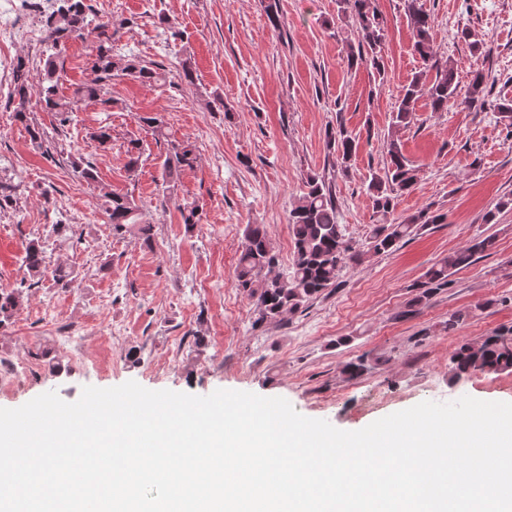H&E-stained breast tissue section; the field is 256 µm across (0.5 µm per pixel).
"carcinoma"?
Segmentation results:
<instances>
[{"label":"carcinoma","instance_id":"cac0c4a2","mask_svg":"<svg viewBox=\"0 0 512 512\" xmlns=\"http://www.w3.org/2000/svg\"><path fill=\"white\" fill-rule=\"evenodd\" d=\"M338 15L353 21L357 44L348 45V65H369L377 73L384 72L385 21L377 0H336ZM403 10L414 37V50L425 65L404 88V93L393 111L391 132L386 140V164L383 173L371 175L367 191L372 208L380 217L373 226L367 241V252L382 255L392 252L406 238L415 235L430 224H441L444 216L423 208L413 215L398 220L393 217L396 200L412 191L416 183V168L402 151L398 133L408 126L419 98L429 101L431 111L446 112L457 97V73L448 60L439 58L432 47L434 15L425 8L423 0H403ZM92 6L86 0H54L53 10L45 15L46 40L56 49L69 40L92 39L89 66L95 75L89 85L79 87L71 98L57 95L58 79L54 55L46 59V75L49 85L41 88L37 105L54 113L59 126L73 121L74 112L85 100L96 101L103 108L110 106L106 87L115 78H127L143 85H153L162 80V73L154 63L125 58L112 52V22L99 19L92 21ZM435 71L433 77L428 72ZM13 92L18 96L14 119L27 130L37 147L44 148L43 155L52 159L50 148L43 147L48 141L47 131L33 122L30 106L29 83L26 66L18 62L14 69ZM483 70L471 71L470 95L464 101L470 109H493L498 119L512 135V99L492 101L485 93ZM326 147L334 165L342 174H349L352 158L358 148L356 137L342 122L326 133ZM126 168L130 173L138 170L141 161L139 142L129 140ZM197 161L195 148L189 143H173L167 149L163 161L165 189H170L174 176L183 168H191ZM18 185L0 176V212L17 203ZM106 213L112 233L126 234L149 242L152 225L143 218V212L133 196L118 192L106 194ZM288 224L294 243L290 270L287 275L276 271L277 254L272 250L267 231L262 224H248L244 231L245 243L236 266L237 287L254 299L259 320H281L286 314L297 312L305 303L313 300L329 288L338 286L340 271L349 264L360 261L363 253L355 250L346 240L344 225L338 223L336 199L332 181L317 173L307 175L301 194L289 212ZM495 240L491 236L477 237L469 247L448 253L439 263L424 274L422 291L414 299L417 305L428 300L432 293L448 285V277L455 271L470 266L478 254L493 250ZM27 276L10 289L0 291V325L6 323L29 300V291L39 284L47 273L46 250L39 241H31L24 248L21 258ZM54 282L70 288L77 279L76 272L64 266L52 271ZM453 377L461 378L471 372L512 371V329L497 331L478 342H463L451 358Z\"/></svg>","mask_w":512,"mask_h":512}]
</instances>
